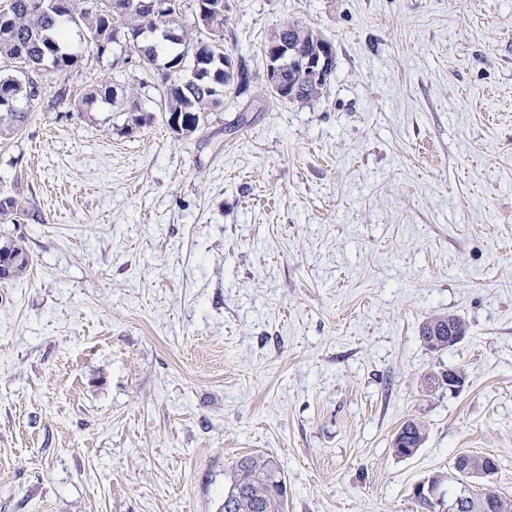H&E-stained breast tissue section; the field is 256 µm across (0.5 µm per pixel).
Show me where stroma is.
Here are the masks:
<instances>
[{
  "label": "stroma",
  "instance_id": "1",
  "mask_svg": "<svg viewBox=\"0 0 512 512\" xmlns=\"http://www.w3.org/2000/svg\"><path fill=\"white\" fill-rule=\"evenodd\" d=\"M225 4L251 90L191 135L137 52L76 40L0 136V196L27 207L0 244L32 257L0 281V512H220L249 454L285 512H416L462 453L512 498V0ZM288 19L335 50L310 102L264 81ZM435 314L466 340L427 350ZM457 367L458 393L423 392ZM410 417L428 437L400 458ZM467 326L465 322L457 316L433 315L428 317L422 323L420 328V338L424 346L432 352H442L449 347L455 346V336H467ZM451 341L448 343V337Z\"/></svg>",
  "mask_w": 512,
  "mask_h": 512
}]
</instances>
